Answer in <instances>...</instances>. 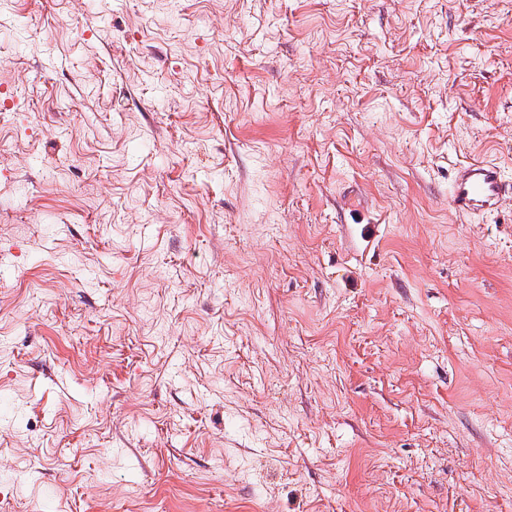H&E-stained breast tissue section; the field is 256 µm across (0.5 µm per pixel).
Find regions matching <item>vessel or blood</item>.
<instances>
[{
  "instance_id": "b4317fda",
  "label": "vessel or blood",
  "mask_w": 512,
  "mask_h": 512,
  "mask_svg": "<svg viewBox=\"0 0 512 512\" xmlns=\"http://www.w3.org/2000/svg\"><path fill=\"white\" fill-rule=\"evenodd\" d=\"M510 199L512 182L504 179L496 164L476 158L457 169L449 203L456 212L479 214L497 209Z\"/></svg>"
}]
</instances>
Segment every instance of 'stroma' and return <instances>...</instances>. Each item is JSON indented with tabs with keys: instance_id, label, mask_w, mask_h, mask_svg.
I'll return each instance as SVG.
<instances>
[{
	"instance_id": "stroma-1",
	"label": "stroma",
	"mask_w": 512,
	"mask_h": 512,
	"mask_svg": "<svg viewBox=\"0 0 512 512\" xmlns=\"http://www.w3.org/2000/svg\"><path fill=\"white\" fill-rule=\"evenodd\" d=\"M0 512H512V0H0ZM512 199V182L503 178L500 168L485 159L475 158L455 173L449 203L458 213L479 214L498 209Z\"/></svg>"
}]
</instances>
